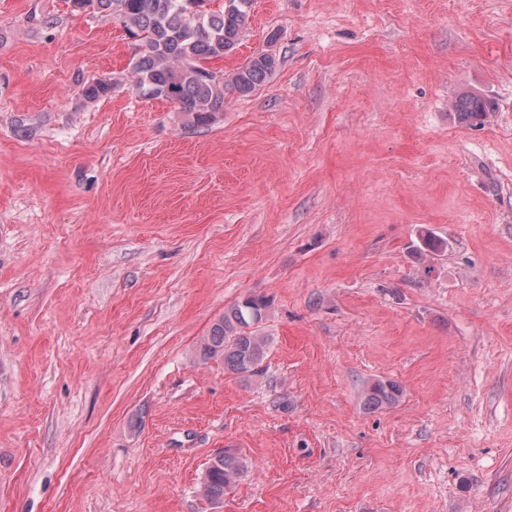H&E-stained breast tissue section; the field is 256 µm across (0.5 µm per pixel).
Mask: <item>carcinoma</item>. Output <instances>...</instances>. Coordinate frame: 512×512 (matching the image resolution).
Instances as JSON below:
<instances>
[{"mask_svg":"<svg viewBox=\"0 0 512 512\" xmlns=\"http://www.w3.org/2000/svg\"><path fill=\"white\" fill-rule=\"evenodd\" d=\"M93 11L119 20L138 47L132 59L134 87L148 98L175 105L191 126H209L224 110V89L248 95L272 76L276 60L257 54L217 82L212 62L237 48L249 24L252 0H88ZM116 83L99 78L82 86L87 100L112 93ZM458 118L469 124L487 121L491 108L472 91L454 103ZM269 308L263 296H250L224 311L197 343L200 360H221L228 371L252 378L263 374L270 337L257 327ZM400 388L376 381L365 391V405L379 409L396 404ZM248 459L224 454L208 462L198 494L210 503L224 495L249 471Z\"/></svg>","mask_w":512,"mask_h":512,"instance_id":"obj_1","label":"carcinoma"}]
</instances>
